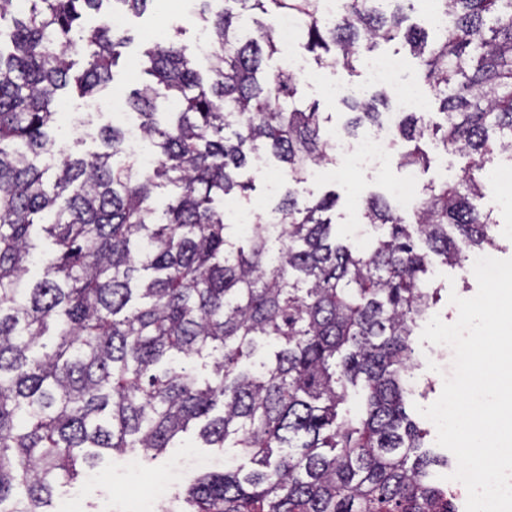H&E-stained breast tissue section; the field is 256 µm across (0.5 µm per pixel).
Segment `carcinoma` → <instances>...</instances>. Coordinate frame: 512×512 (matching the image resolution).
I'll return each instance as SVG.
<instances>
[{"label":"carcinoma","mask_w":512,"mask_h":512,"mask_svg":"<svg viewBox=\"0 0 512 512\" xmlns=\"http://www.w3.org/2000/svg\"><path fill=\"white\" fill-rule=\"evenodd\" d=\"M106 1L152 3L0 0V512H52L56 487L103 453L154 460L193 426L252 467L197 475L178 512H453L406 414V377L440 292L423 279L430 257L462 269L494 245L475 201L477 175L512 155V0H433L446 24L431 41L407 24L413 0H344L333 21L317 0H196L208 81L166 37L146 50L153 81L128 98L158 154L145 172L111 164L117 127L81 157L56 154L50 134L68 87L91 95L113 79L125 31L77 27ZM269 13L296 15L326 68L354 73L361 51L408 44L439 111L402 113L400 164L428 168L426 140L467 159L459 181L423 185L411 215L370 196L365 219L387 234L364 250L333 233L336 194L301 196L308 167L336 157L318 104L288 71L264 70L280 51ZM341 102L346 129L383 127L384 90ZM261 155L293 183L275 208L282 235L254 224L238 246L213 203L250 189L238 175ZM163 183L176 192L159 214ZM351 387L358 415L339 411Z\"/></svg>","instance_id":"obj_1"}]
</instances>
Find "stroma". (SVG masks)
I'll list each match as a JSON object with an SVG mask.
<instances>
[{
	"mask_svg": "<svg viewBox=\"0 0 512 512\" xmlns=\"http://www.w3.org/2000/svg\"><path fill=\"white\" fill-rule=\"evenodd\" d=\"M125 30L130 42L123 50L114 79L110 86L90 97L69 95L66 108L70 113L67 120L61 121L55 131L59 149L75 156L99 150L98 142L86 137L83 131L74 129L72 119L92 120L94 126L100 127L112 122L113 96L128 97L131 90L141 87L150 80L146 73L148 66L144 56L151 46L156 33L171 36L186 47L191 55L196 70L201 77L209 75V61L198 55L196 46L206 37L207 30L202 20L194 14L191 0L176 4L175 0H154L151 9L142 15L130 14L126 17ZM307 71L298 76V94L307 102L318 103L320 111L327 117V132H334L344 121V108L338 99L326 95V84L335 82L357 90L359 95H371L373 89L367 82L365 67H358L356 73H349L343 68H323L317 65L312 53H305ZM428 153L433 162L428 170H410L400 167L398 158H391L382 174L376 175L367 170L354 171L346 169L343 163H336L322 168L318 175L309 177L302 186L303 194L308 198H319L333 191L339 197L336 210L332 215L336 229L350 243H357L356 230L363 225V202L374 193H389L391 187L403 184L407 179H415L417 184L435 180H456L461 178L465 161L458 155L444 152L435 146H428ZM268 173H255L244 170L239 174L240 180H253L254 189L249 198L233 194L216 200V207L225 211V223H233V213L246 208L257 212H272L288 189V173L275 160H268ZM277 179V187H270V179ZM429 277L439 278L442 284V299L433 312L440 317L457 315L458 310L450 303V294L469 298L476 294L478 285L472 271L460 270L433 262ZM415 356L420 364L413 371L409 380L410 394L406 397V410L413 413L415 422L428 433L427 443L433 453L444 458V465L434 467V476H446L457 467L451 451L438 446L435 426L416 414V406L427 407L440 396L444 378L448 374V361L438 353L437 345L426 340L414 343ZM183 448L172 449L169 453L148 464H131L129 456L106 454L102 471L111 474L112 479L102 485L98 492L84 500V512H135L138 502L150 505L153 512H167L170 498L176 487L183 482L181 475V454L190 452L198 458L213 463L215 469H223L225 461L235 457L232 448H205L194 433L183 436Z\"/></svg>",
	"mask_w": 512,
	"mask_h": 512,
	"instance_id": "1",
	"label": "stroma"
}]
</instances>
